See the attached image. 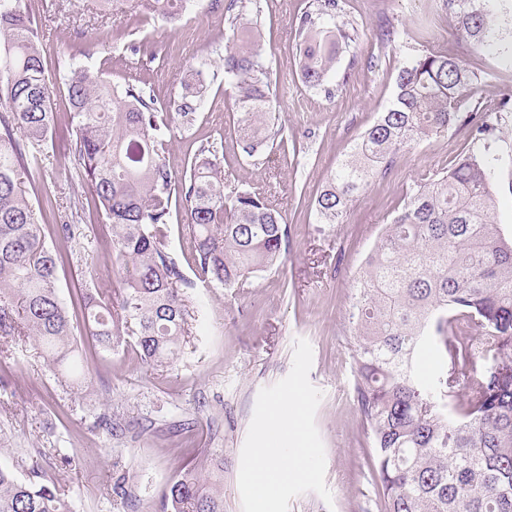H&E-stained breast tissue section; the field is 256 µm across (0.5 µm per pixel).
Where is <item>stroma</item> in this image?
I'll use <instances>...</instances> for the list:
<instances>
[{
  "instance_id": "obj_1",
  "label": "stroma",
  "mask_w": 512,
  "mask_h": 512,
  "mask_svg": "<svg viewBox=\"0 0 512 512\" xmlns=\"http://www.w3.org/2000/svg\"><path fill=\"white\" fill-rule=\"evenodd\" d=\"M28 2L44 34L46 73L55 84L58 57L76 46L90 49L96 68L112 84L144 87L166 112L180 93L183 65L206 59L211 80L206 105L194 125L173 138L168 163L179 172L200 145L222 146L230 188L264 186L288 224V248L283 265L258 274L250 287H212L199 277L189 229L182 214L174 213L167 250L185 277L192 314V335L179 358L155 371L129 348L106 359L90 350L85 379L73 388L33 351L0 356V462L20 478L36 474L55 485L72 512H161L163 493L182 469L219 471L224 512H242L240 456L257 395L288 375L294 343L304 339L313 350L309 380L323 394L315 422L332 499L307 492L291 500L290 512H378L371 448L354 399L353 278L413 184L445 171L472 148L470 124L457 123L414 146L387 178L356 198L346 223H316L310 206L355 138L391 100L396 67L421 47L419 29L428 28L431 45L461 57L480 75L488 100H512V0H489L495 46L481 54L459 41L441 0H340V20L357 27L358 35L341 50L329 93L305 87L294 63L295 20L310 0H258L273 112L290 146L252 158L232 146L237 114L224 82L225 13L211 8L209 0L173 27L129 23L127 39L118 41L112 38L117 20L109 14L89 17L86 0ZM385 23L401 32L396 48L380 40ZM52 107L58 115L55 137L34 176L37 199L57 203L41 220L45 241L54 248L57 209L82 189L69 152L65 91L57 84ZM493 148L500 158L497 221L511 233L512 112L499 118ZM79 229L72 248L84 256L59 271L60 294L70 307L79 287L107 291L118 285L93 201H85ZM121 477L125 492L118 495L113 485Z\"/></svg>"
}]
</instances>
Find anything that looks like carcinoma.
Here are the masks:
<instances>
[{"label": "carcinoma", "instance_id": "1", "mask_svg": "<svg viewBox=\"0 0 512 512\" xmlns=\"http://www.w3.org/2000/svg\"><path fill=\"white\" fill-rule=\"evenodd\" d=\"M197 0H89L86 9L168 23ZM486 0H442L470 51L490 46ZM339 0H312L295 30L306 87L336 79V52L352 41L336 24ZM224 82L237 111L235 143L249 157L284 147L272 119L270 64L252 0H229ZM69 103L73 165L111 229L120 286L86 289L68 311L60 264L73 251L46 246L29 199L32 162L53 139L52 84L41 31L27 0H0V337L30 341L47 367L79 352L72 317L94 352L112 355L126 337L151 369L177 360L190 334L185 278L167 252L164 228L180 208L202 279L243 288L286 253L288 224L254 188L224 192L219 150L202 145L178 174L166 160L176 131L196 120L210 88L207 60L189 62L172 112L142 88H119L69 53L57 59ZM474 71L426 47L397 68L394 93L355 140L314 202L319 224H341L354 199L385 178L412 147L484 111ZM495 125L476 126L482 149L416 184L365 258L353 283L354 392L370 430L381 512H512V236L495 219L499 177ZM80 201L58 227L76 239ZM451 354L454 378L419 375L423 352ZM163 512H224V488L187 469L163 495ZM0 512H68L55 486L21 480L0 464Z\"/></svg>", "mask_w": 512, "mask_h": 512}]
</instances>
